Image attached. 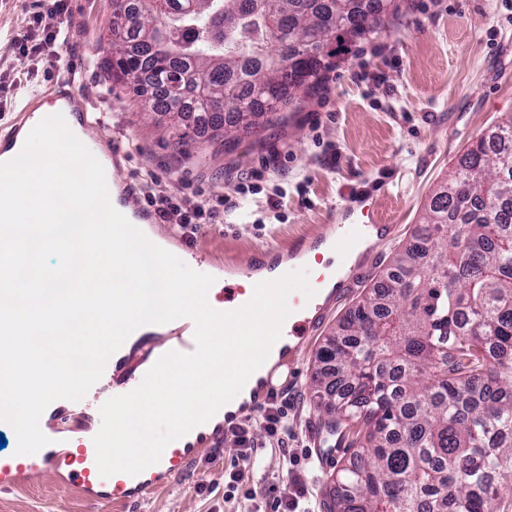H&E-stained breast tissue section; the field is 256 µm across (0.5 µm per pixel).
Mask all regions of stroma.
<instances>
[{
    "label": "stroma",
    "instance_id": "stroma-1",
    "mask_svg": "<svg viewBox=\"0 0 512 512\" xmlns=\"http://www.w3.org/2000/svg\"><path fill=\"white\" fill-rule=\"evenodd\" d=\"M376 34L353 45L345 63L327 71L309 96L294 101L278 121L239 133L231 149L176 152L166 116L145 111L140 97L114 83L105 69L112 41L114 0H69L70 37L53 53L24 55L0 44V144L8 124L28 101L53 102L69 91L78 110L99 120L93 131L104 148L136 144L123 167L134 184L151 179L179 199L228 198L238 209L198 225L193 244L235 276L269 244L288 256L293 244L344 222L367 194L390 236L358 259L353 288L341 295L297 358L292 381L280 391L288 404V431L267 436L262 415L251 420L248 460L234 444L217 443L198 454L181 477L120 509L106 512H277L287 485L306 491L316 512H328L334 477L347 458L326 426L327 402L314 399L316 352L340 320L373 288L393 254L421 224L424 208L458 157L512 113V0H398ZM53 0H0V34L27 33L34 16ZM264 168L268 184L285 183L282 204L259 194L240 199V176ZM246 465L248 481L226 497L224 474ZM0 512H98L49 477L0 492Z\"/></svg>",
    "mask_w": 512,
    "mask_h": 512
}]
</instances>
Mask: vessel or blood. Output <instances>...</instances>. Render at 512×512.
I'll list each match as a JSON object with an SVG mask.
<instances>
[{
  "label": "vessel or blood",
  "mask_w": 512,
  "mask_h": 512,
  "mask_svg": "<svg viewBox=\"0 0 512 512\" xmlns=\"http://www.w3.org/2000/svg\"><path fill=\"white\" fill-rule=\"evenodd\" d=\"M100 163L106 176L111 177L117 191L120 212L130 223L149 224L154 220L152 210L134 203L135 189L128 178L117 177L111 156H103ZM380 217L372 205H361L351 209L346 223L337 225L328 240L333 249L349 253L362 244L368 230L379 224ZM291 314L283 329L288 338V360H296L299 353L309 344L321 327L332 308L330 297L315 294L306 298L302 292H292L288 297ZM142 357L158 360L164 354L177 351L189 353L195 349L194 332L184 329L181 333L154 341L153 337L139 339ZM126 358L108 360L107 376L101 377L89 390L86 397L78 402H69L56 413L53 433L66 432L67 421L73 412H80L92 418H99L100 406L110 397L134 390L142 381L137 371L126 368ZM280 374H269L262 378L260 386L249 402L243 403L236 412L245 419L261 409L271 394L277 392ZM211 444L207 425H199L183 437L172 441L164 449L160 460L147 467L140 474L131 476L117 473L102 477L96 464V449L93 442L82 439L71 445L66 458H59L51 447H43L32 455H18L12 452L0 455V490L7 491L20 487L25 480L48 475L74 490L81 498L96 505L110 506L134 501L150 491L162 489L174 482L182 473L184 465Z\"/></svg>",
  "instance_id": "b4317fda"
}]
</instances>
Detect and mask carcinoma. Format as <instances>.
<instances>
[{
  "mask_svg": "<svg viewBox=\"0 0 512 512\" xmlns=\"http://www.w3.org/2000/svg\"><path fill=\"white\" fill-rule=\"evenodd\" d=\"M141 2L112 22L124 34L112 81L153 112L168 107L145 97L143 74L162 92L182 87L176 121L196 112L226 145L313 89L330 42L356 43L383 16L363 0H169L163 15ZM274 57L288 74L266 65ZM317 359L313 392L349 450L328 512H500L512 498V116L458 158L417 234Z\"/></svg>",
  "mask_w": 512,
  "mask_h": 512,
  "instance_id": "cac0c4a2",
  "label": "carcinoma"
}]
</instances>
